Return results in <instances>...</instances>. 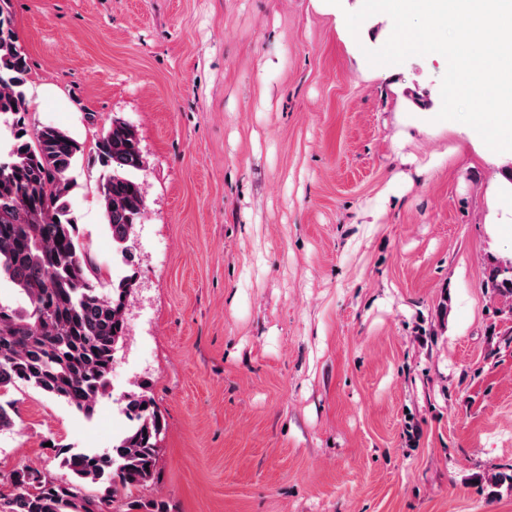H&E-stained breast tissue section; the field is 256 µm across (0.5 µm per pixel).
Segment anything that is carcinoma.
Listing matches in <instances>:
<instances>
[{
  "label": "carcinoma",
  "instance_id": "carcinoma-1",
  "mask_svg": "<svg viewBox=\"0 0 512 512\" xmlns=\"http://www.w3.org/2000/svg\"><path fill=\"white\" fill-rule=\"evenodd\" d=\"M6 2L0 3V122L12 140L0 155V281L24 295L26 305L0 303V389L18 383L67 404L86 418L110 387L119 344L127 333L126 303L135 275L112 283L104 294L100 269L83 251L70 203L72 172L84 146L54 125L26 122V55L17 44ZM94 160L108 170L99 198L112 243L133 266L132 234L145 200L136 179L144 157L135 129L112 120L97 139ZM484 287L512 301V265L491 264ZM131 421L103 454L65 455L67 477L22 467L0 490V512H160L135 496L155 479L162 421L146 393L127 398ZM102 485V496L85 492Z\"/></svg>",
  "mask_w": 512,
  "mask_h": 512
}]
</instances>
